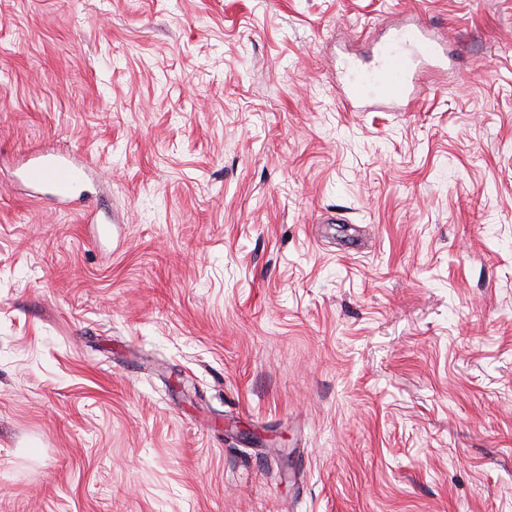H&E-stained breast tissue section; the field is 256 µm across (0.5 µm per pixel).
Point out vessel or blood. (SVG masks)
Returning <instances> with one entry per match:
<instances>
[{
	"mask_svg": "<svg viewBox=\"0 0 512 512\" xmlns=\"http://www.w3.org/2000/svg\"><path fill=\"white\" fill-rule=\"evenodd\" d=\"M446 51L441 39L429 27L402 22L393 29L390 39L379 45L372 66H352L338 93L344 105L375 98L388 104L409 101L414 95V77L428 61L443 60ZM91 176L89 166L70 156H38L23 169L30 186H48L53 199L68 206L83 200V187Z\"/></svg>",
	"mask_w": 512,
	"mask_h": 512,
	"instance_id": "obj_1",
	"label": "vessel or blood"
}]
</instances>
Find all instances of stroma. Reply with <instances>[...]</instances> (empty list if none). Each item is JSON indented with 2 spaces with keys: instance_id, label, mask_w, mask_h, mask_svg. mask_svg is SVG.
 I'll use <instances>...</instances> for the list:
<instances>
[{
  "instance_id": "1",
  "label": "stroma",
  "mask_w": 512,
  "mask_h": 512,
  "mask_svg": "<svg viewBox=\"0 0 512 512\" xmlns=\"http://www.w3.org/2000/svg\"><path fill=\"white\" fill-rule=\"evenodd\" d=\"M0 512H512V0H0ZM446 51L441 39L428 26L408 21L396 25L390 39L379 45L376 62L369 67L354 65L342 84H336L341 102L377 98L400 104L414 96V77L426 61H443ZM34 157L23 169V178L34 188L47 185L53 199L61 205L77 204L85 199L80 190L87 184L91 171L81 160L70 156Z\"/></svg>"
}]
</instances>
